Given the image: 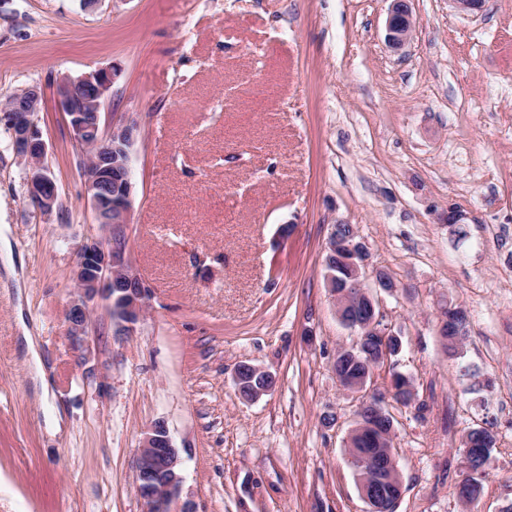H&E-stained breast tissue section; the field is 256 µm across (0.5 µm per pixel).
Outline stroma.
<instances>
[{
    "instance_id": "1",
    "label": "stroma",
    "mask_w": 512,
    "mask_h": 512,
    "mask_svg": "<svg viewBox=\"0 0 512 512\" xmlns=\"http://www.w3.org/2000/svg\"><path fill=\"white\" fill-rule=\"evenodd\" d=\"M389 4L0 0V104L42 87L59 186L52 212L33 207L1 122L0 512H141L136 457L158 422L197 512H367L348 448L358 396L333 369L357 341L326 286L339 221L396 285L381 311L402 350L373 379L381 391L398 372L415 392L390 407L395 512L512 503V0L475 17L411 0L397 53ZM112 64L105 109L139 126L131 221L115 229L84 196L86 155L54 95L60 77ZM452 203L462 227L444 222ZM114 232L147 306L122 335L98 304L79 350L65 322L78 251ZM451 305L469 320L455 355L438 334ZM243 362L274 389L240 395ZM476 428L497 444L466 504ZM410 0H390L386 21L385 41L394 52L402 50L410 41L416 27Z\"/></svg>"
}]
</instances>
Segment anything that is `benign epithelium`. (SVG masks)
Segmentation results:
<instances>
[{
  "label": "benign epithelium",
  "mask_w": 512,
  "mask_h": 512,
  "mask_svg": "<svg viewBox=\"0 0 512 512\" xmlns=\"http://www.w3.org/2000/svg\"><path fill=\"white\" fill-rule=\"evenodd\" d=\"M461 15L477 16L483 11L484 0H448ZM416 19L410 0H390L386 21L385 41L394 52L402 50L410 41ZM120 76L115 65L99 68L76 77L64 76L56 83L55 96L61 112L72 130L75 142L83 149L94 151L91 166L83 169L84 188L100 224H127L132 203L130 155L138 138L135 122L112 118L105 124L103 109ZM40 86L30 87L25 94L12 97L0 109L3 120L12 133L15 153L27 159V192L32 205L49 213L58 202V187L44 165L46 143L37 129L33 116L40 111L43 101ZM339 224L333 225L328 245V255L338 251L346 254L352 270V281L344 294L355 297L356 302L369 308L368 317L355 322L343 320L350 304L336 305V315L343 325L359 332L363 339L386 340L390 336L381 324L378 312L380 301L366 285V251L356 236L342 239L336 235ZM78 297L71 301L65 321L69 336L77 344L84 343L85 329L90 318V302L100 299L109 310L120 313L126 331H131L146 306L148 288L131 262L125 249L117 247L108 238L85 242L78 255L73 275ZM341 386L361 395L358 411L367 407L382 414L386 399H396V392L383 396L367 391L368 379L340 378ZM359 465L370 472L367 479H359V492L369 506V512H388L389 505L383 488L393 482L398 474L395 456L389 460L359 455ZM138 495L142 512H197L193 502L182 499L181 456L164 423H156L145 436L136 459Z\"/></svg>",
  "instance_id": "1"
}]
</instances>
